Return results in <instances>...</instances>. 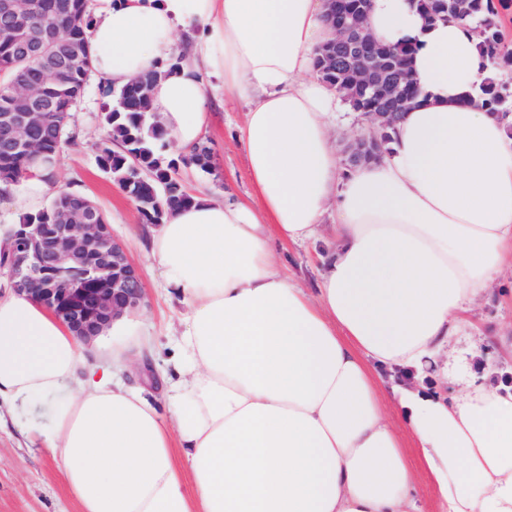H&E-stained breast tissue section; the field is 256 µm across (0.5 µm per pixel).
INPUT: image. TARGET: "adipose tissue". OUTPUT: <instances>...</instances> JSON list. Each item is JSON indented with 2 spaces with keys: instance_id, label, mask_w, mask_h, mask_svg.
Listing matches in <instances>:
<instances>
[{
  "instance_id": "1",
  "label": "adipose tissue",
  "mask_w": 512,
  "mask_h": 512,
  "mask_svg": "<svg viewBox=\"0 0 512 512\" xmlns=\"http://www.w3.org/2000/svg\"><path fill=\"white\" fill-rule=\"evenodd\" d=\"M96 76L120 87L175 60L151 108L189 152L210 127L205 87L245 101L238 142L256 196L191 205L153 229L150 254L184 310L164 419L117 383L123 348L88 347L49 309L0 291V404L62 469L77 512H416L412 479L379 399L393 386L438 512H512V337L480 346L481 373L448 361L461 315L512 268V135L472 102L489 73L477 20L427 21L411 0H371L368 27L410 43L421 90L382 159L342 172L341 97L321 79L333 41L325 0H97ZM59 184L36 169L0 183L11 223ZM314 292L274 260L317 238ZM49 429L31 431L34 398Z\"/></svg>"
}]
</instances>
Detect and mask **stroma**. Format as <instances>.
<instances>
[{"instance_id":"obj_1","label":"stroma","mask_w":512,"mask_h":512,"mask_svg":"<svg viewBox=\"0 0 512 512\" xmlns=\"http://www.w3.org/2000/svg\"><path fill=\"white\" fill-rule=\"evenodd\" d=\"M104 82L92 78L74 114V142L65 149L58 168L63 185L73 186L102 208L112 225V233L125 247L129 260L139 270L145 288V303L138 316L141 329L159 326L161 318H177L182 310L177 298L166 294L156 264L143 249L147 230L137 207L96 161V145L105 134L102 120ZM206 97L215 116L206 138L212 148L210 171L196 177L181 176L185 189L204 184L216 197L233 192L248 198L253 188L248 181L246 159L235 142L237 128L246 112L243 102L215 91ZM279 266L303 287H313L319 269L312 247L289 246L276 252ZM512 279L503 278L462 316V335L457 352L468 348L470 334L495 337L512 327V301L505 292ZM75 504L67 493L64 476L57 463L41 449L30 447L13 426L0 429V512H73Z\"/></svg>"}]
</instances>
